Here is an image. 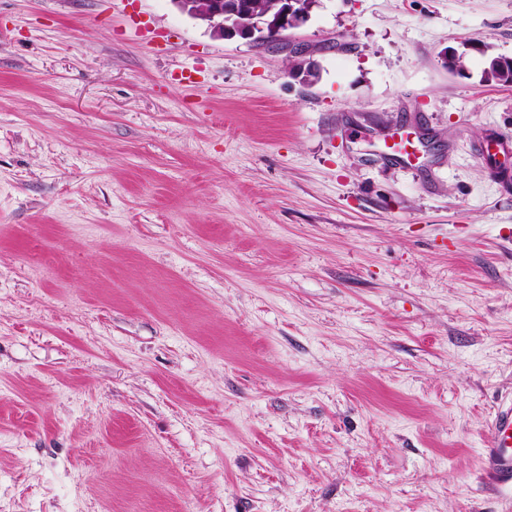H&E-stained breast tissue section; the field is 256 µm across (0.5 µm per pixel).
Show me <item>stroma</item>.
<instances>
[{"mask_svg": "<svg viewBox=\"0 0 512 512\" xmlns=\"http://www.w3.org/2000/svg\"><path fill=\"white\" fill-rule=\"evenodd\" d=\"M294 37L0 0V512H512V0ZM287 46L289 53L295 58L293 60V65H291L292 70L289 72L290 77L303 84L314 83L316 78V69L314 61L310 58V56L313 55L314 50L304 44L288 43ZM490 429L493 445L485 454V472L496 482L512 483V408L499 412Z\"/></svg>", "mask_w": 512, "mask_h": 512, "instance_id": "obj_1", "label": "stroma"}]
</instances>
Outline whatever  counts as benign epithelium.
<instances>
[{
    "instance_id": "7a95c632",
    "label": "benign epithelium",
    "mask_w": 512,
    "mask_h": 512,
    "mask_svg": "<svg viewBox=\"0 0 512 512\" xmlns=\"http://www.w3.org/2000/svg\"><path fill=\"white\" fill-rule=\"evenodd\" d=\"M190 17L206 23L224 38L237 35L252 40H280L284 33L301 28L311 16L316 0H279L281 7L272 16L253 9L252 0H173ZM294 57L290 77L312 84L316 78L314 50L307 45L290 44Z\"/></svg>"
}]
</instances>
